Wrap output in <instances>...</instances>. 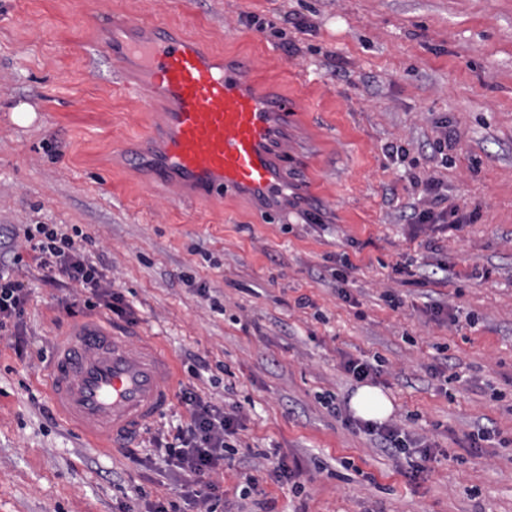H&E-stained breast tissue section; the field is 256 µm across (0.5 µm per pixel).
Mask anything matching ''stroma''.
<instances>
[{
    "label": "stroma",
    "instance_id": "1",
    "mask_svg": "<svg viewBox=\"0 0 512 512\" xmlns=\"http://www.w3.org/2000/svg\"><path fill=\"white\" fill-rule=\"evenodd\" d=\"M127 14L250 60L272 97L297 100L288 194L215 205L153 181L135 152L168 105L126 89L143 77L135 61L121 77L91 51L126 38ZM444 125L458 139L447 168L429 148ZM389 142L408 158L387 159ZM408 171L439 179L474 222L407 223ZM28 224L82 229L122 323L173 356L178 386L239 406L236 461L211 475L222 512H512V447L469 440L512 436V0H0V242L28 294L24 336L0 335V512H199L163 448L184 404L107 453L57 416L42 375L55 339L102 310L41 280ZM441 264L459 280L431 277ZM433 299L449 318L427 312ZM373 355L393 421L434 449L419 476L321 401H349L343 358ZM272 456L301 464L305 493L271 480ZM345 460L357 471L337 477ZM247 473L259 484L244 499Z\"/></svg>",
    "mask_w": 512,
    "mask_h": 512
}]
</instances>
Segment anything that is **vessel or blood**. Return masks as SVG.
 Segmentation results:
<instances>
[{
	"instance_id": "vessel-or-blood-1",
	"label": "vessel or blood",
	"mask_w": 512,
	"mask_h": 512,
	"mask_svg": "<svg viewBox=\"0 0 512 512\" xmlns=\"http://www.w3.org/2000/svg\"><path fill=\"white\" fill-rule=\"evenodd\" d=\"M97 46L101 56L137 59L152 91L168 101L158 141H143L156 180H177L194 196L220 200L250 192L280 195L282 170L273 153L279 126L295 101L271 100L242 63L217 60L201 44L165 25L149 37ZM62 418L100 447L136 437L175 398V363L159 345L128 327L97 318L74 325L56 341L44 371Z\"/></svg>"
}]
</instances>
